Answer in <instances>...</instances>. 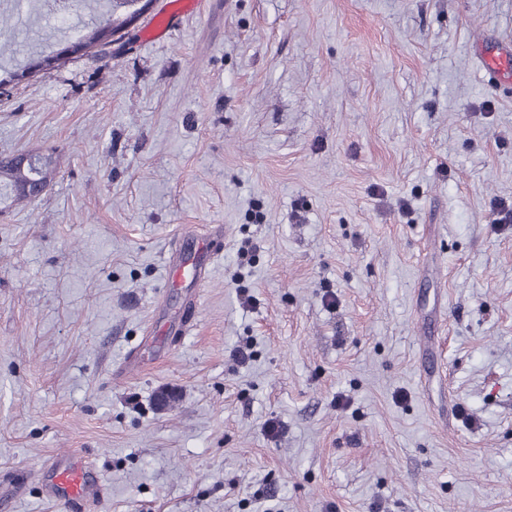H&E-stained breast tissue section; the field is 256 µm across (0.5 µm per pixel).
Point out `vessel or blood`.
<instances>
[{
  "label": "vessel or blood",
  "mask_w": 512,
  "mask_h": 512,
  "mask_svg": "<svg viewBox=\"0 0 512 512\" xmlns=\"http://www.w3.org/2000/svg\"><path fill=\"white\" fill-rule=\"evenodd\" d=\"M197 2L198 0H173L169 12L161 20L145 27L141 33L142 38L151 39L169 30ZM481 64L489 77L512 81V52L502 50L495 54L482 55ZM204 276L201 266L195 265L187 269L175 265L169 270L168 282L175 287L194 288ZM41 472L47 496L63 505L66 512H75L80 506L97 505L104 498L105 488L102 481L80 452L73 450L52 457L43 465Z\"/></svg>",
  "instance_id": "obj_1"
}]
</instances>
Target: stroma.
<instances>
[{
	"label": "stroma",
	"mask_w": 512,
	"mask_h": 512,
	"mask_svg": "<svg viewBox=\"0 0 512 512\" xmlns=\"http://www.w3.org/2000/svg\"><path fill=\"white\" fill-rule=\"evenodd\" d=\"M21 9L0 155L53 182L0 205V512H60L71 450L93 512H512V0H201L18 82L106 15ZM199 0H178L171 2L169 12L158 22H150L141 33L144 40L161 35L173 27L182 14L190 11ZM481 64L489 77L496 80L512 81V51H499L497 54L482 55ZM205 277V271L199 265H193L185 270V264L179 266L172 263L169 269L168 282L172 287L197 288ZM46 495L67 511L96 506L105 488L86 458L78 451L53 456L41 469Z\"/></svg>",
	"instance_id": "stroma-1"
}]
</instances>
